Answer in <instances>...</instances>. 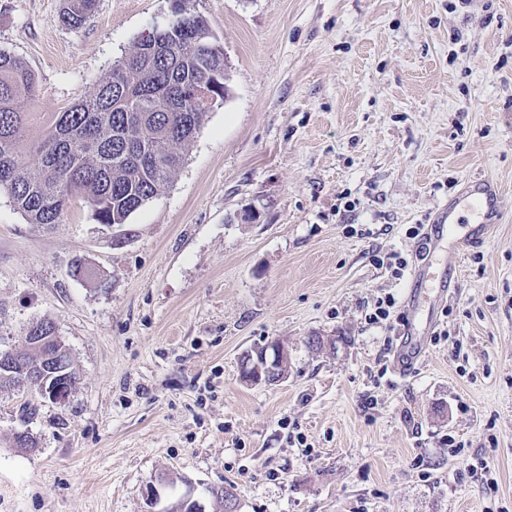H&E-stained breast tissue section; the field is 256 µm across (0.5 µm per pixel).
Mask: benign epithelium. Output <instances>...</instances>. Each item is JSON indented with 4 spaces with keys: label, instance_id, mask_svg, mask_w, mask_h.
I'll return each instance as SVG.
<instances>
[{
    "label": "benign epithelium",
    "instance_id": "7a95c632",
    "mask_svg": "<svg viewBox=\"0 0 512 512\" xmlns=\"http://www.w3.org/2000/svg\"><path fill=\"white\" fill-rule=\"evenodd\" d=\"M38 326L36 322L28 328L24 348L0 350V372L18 383H34L42 397L64 404L71 394V385L67 370L56 368L53 349V346H62L64 342L55 329L49 336L37 335ZM29 346L42 350L41 361L36 365L28 364L25 357ZM287 361L285 346L279 341H272L249 353L241 365L242 378L250 383H276L284 378L282 367ZM211 507L215 512H238V494L229 489L224 493V502L214 500Z\"/></svg>",
    "mask_w": 512,
    "mask_h": 512
}]
</instances>
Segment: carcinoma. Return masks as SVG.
Instances as JSON below:
<instances>
[{"mask_svg":"<svg viewBox=\"0 0 512 512\" xmlns=\"http://www.w3.org/2000/svg\"><path fill=\"white\" fill-rule=\"evenodd\" d=\"M176 0L175 21L155 28L118 60L83 100L29 141L33 113L21 102L37 82L20 59L0 53V192L30 224H59L75 198L100 224H123L160 196L182 167L185 147L227 94L224 51L208 26ZM95 0H71L64 21L82 24Z\"/></svg>","mask_w":512,"mask_h":512,"instance_id":"carcinoma-1","label":"carcinoma"}]
</instances>
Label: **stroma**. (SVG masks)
<instances>
[{"mask_svg": "<svg viewBox=\"0 0 512 512\" xmlns=\"http://www.w3.org/2000/svg\"><path fill=\"white\" fill-rule=\"evenodd\" d=\"M67 5L0 0V51L38 82L35 138L173 18L169 0H96L74 28ZM187 7L229 91L164 193L113 227L80 199L30 224L0 193V349L48 320L76 373L63 406L0 390V512H176L229 485L239 512H512V0ZM473 177L498 183L502 221L398 377L408 230ZM389 253L407 269L374 263ZM77 258L96 279L71 276ZM273 340L285 378L244 382L243 352Z\"/></svg>", "mask_w": 512, "mask_h": 512, "instance_id": "obj_1", "label": "stroma"}]
</instances>
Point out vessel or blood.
<instances>
[{"label":"vessel or blood","mask_w":512,"mask_h":512,"mask_svg":"<svg viewBox=\"0 0 512 512\" xmlns=\"http://www.w3.org/2000/svg\"><path fill=\"white\" fill-rule=\"evenodd\" d=\"M502 220L501 194L496 183L484 178L467 182L461 192L443 206L435 224L427 228L430 247L425 258L416 266L413 281L417 287L407 306V322L404 333L407 342L393 361L394 371L404 377L411 373L426 348V330L435 324L434 317L425 320V331L416 327V310L421 298V289L432 292L433 304H442L451 297L452 279L446 271L441 253L449 257L459 256L465 248L479 247L488 238L490 229Z\"/></svg>","instance_id":"b4317fda"}]
</instances>
